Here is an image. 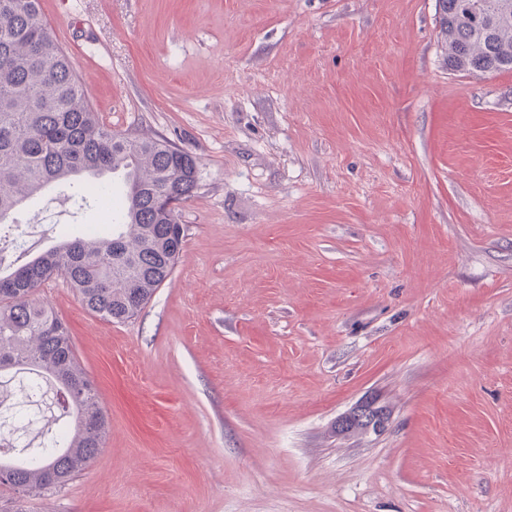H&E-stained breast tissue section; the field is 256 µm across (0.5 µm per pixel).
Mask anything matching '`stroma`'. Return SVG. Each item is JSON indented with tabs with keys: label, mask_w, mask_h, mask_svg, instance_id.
I'll list each match as a JSON object with an SVG mask.
<instances>
[{
	"label": "stroma",
	"mask_w": 512,
	"mask_h": 512,
	"mask_svg": "<svg viewBox=\"0 0 512 512\" xmlns=\"http://www.w3.org/2000/svg\"><path fill=\"white\" fill-rule=\"evenodd\" d=\"M101 123L192 155L171 278L66 321L109 422L0 512H512V70L437 0H40ZM366 396L382 434L336 435Z\"/></svg>",
	"instance_id": "1"
}]
</instances>
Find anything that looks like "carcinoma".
Returning <instances> with one entry per match:
<instances>
[{"label":"carcinoma","instance_id":"cac0c4a2","mask_svg":"<svg viewBox=\"0 0 512 512\" xmlns=\"http://www.w3.org/2000/svg\"><path fill=\"white\" fill-rule=\"evenodd\" d=\"M451 70L475 77L512 70V0H438ZM198 182L197 162L163 139L114 132L95 118L74 60L44 23L40 0H0V224L19 235L18 212L51 186L86 211L106 202L112 221L98 233L76 226L39 255L0 256V377L39 376L63 396L70 422L18 463L0 457V487L45 495L82 473L109 426L98 389L78 364L69 327L36 298L62 277L89 313L133 319L172 275L185 234L162 194L183 203ZM336 421V434L377 432Z\"/></svg>","mask_w":512,"mask_h":512}]
</instances>
